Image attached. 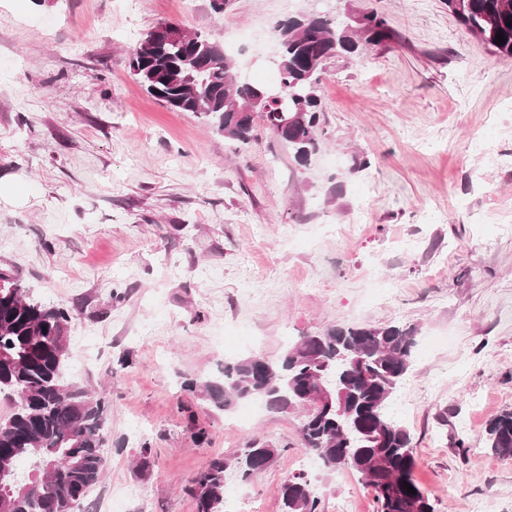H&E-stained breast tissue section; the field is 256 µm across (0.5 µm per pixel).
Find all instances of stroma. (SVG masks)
<instances>
[{
	"mask_svg": "<svg viewBox=\"0 0 512 512\" xmlns=\"http://www.w3.org/2000/svg\"><path fill=\"white\" fill-rule=\"evenodd\" d=\"M330 5L377 12L396 38L325 61L327 143L304 169L263 122L244 147L170 109L128 56L161 22L222 42L308 0H232L220 16L210 0H0V182L14 188L0 196V266L70 310L72 349L98 362L66 377L108 407L103 475L76 512H196L185 486L255 437L279 454L246 481L228 470L225 497L282 512L305 453L300 414L242 425L240 407L181 382L277 359L334 324L416 327L391 406L416 481L436 512L479 500L512 512V457L485 446L512 409V57L467 33L447 0ZM356 155L367 169L352 171ZM310 482L322 512H376L352 470Z\"/></svg>",
	"mask_w": 512,
	"mask_h": 512,
	"instance_id": "35a3bbf8",
	"label": "stroma"
}]
</instances>
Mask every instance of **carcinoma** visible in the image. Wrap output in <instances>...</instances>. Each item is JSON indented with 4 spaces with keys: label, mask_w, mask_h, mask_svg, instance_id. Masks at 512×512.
<instances>
[{
    "label": "carcinoma",
    "mask_w": 512,
    "mask_h": 512,
    "mask_svg": "<svg viewBox=\"0 0 512 512\" xmlns=\"http://www.w3.org/2000/svg\"><path fill=\"white\" fill-rule=\"evenodd\" d=\"M448 9L493 53L512 57V0H448ZM362 19L358 24L336 11L317 12L304 27L275 22L278 99L258 112L243 105L259 87L241 82L239 63L224 45L198 31L165 44L152 42L147 32L129 53V69L152 97L174 111L201 115L227 139L248 145L256 120L264 121L305 168L325 140L317 91L321 62L336 54L360 57L368 46L394 39L385 18L366 13ZM499 31L502 44L495 43ZM70 321L67 309L42 302L12 268H0V393L14 401L0 421V512H74L103 473L107 407L65 377ZM415 345L413 326L335 325L301 338L276 361L258 365L246 358L224 365L219 380L188 378L183 387L204 394L219 410L260 399L278 412L303 408V393L316 390L319 381L333 387L344 394V413H336L335 399L332 408L303 415V448L328 471L358 473L374 492L377 512H435L414 478L410 433L389 411ZM486 445L512 457V409L489 423ZM278 454L252 439L236 458L242 480L264 471ZM23 459L33 462L25 474L18 472ZM229 466L215 457L185 487L196 512H222ZM406 483L416 493H408ZM280 494L284 512H321L303 476L285 483Z\"/></svg>",
    "instance_id": "1"
}]
</instances>
